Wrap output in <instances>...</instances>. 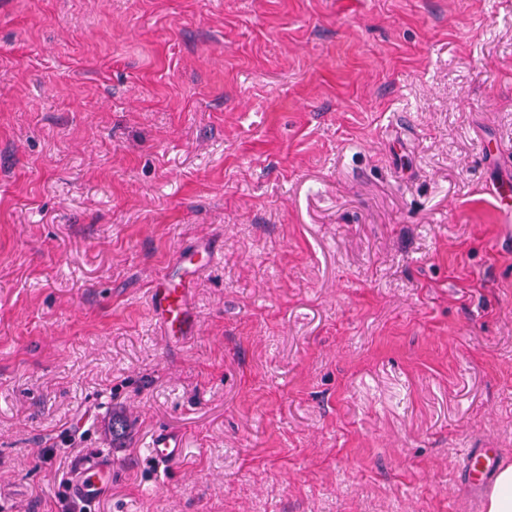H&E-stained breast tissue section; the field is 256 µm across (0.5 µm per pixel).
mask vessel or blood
I'll list each match as a JSON object with an SVG mask.
<instances>
[{"label": "vessel or blood", "mask_w": 512, "mask_h": 512, "mask_svg": "<svg viewBox=\"0 0 512 512\" xmlns=\"http://www.w3.org/2000/svg\"><path fill=\"white\" fill-rule=\"evenodd\" d=\"M220 252L210 243H201L196 254L178 255L172 267L162 275L149 294V310L161 334L169 338L193 335L197 310L192 297L196 282L219 259ZM185 454L180 434L166 428L153 431L147 443V457L155 465L170 468ZM498 452L493 448H477L462 460L461 471L465 483L474 490H482L494 478ZM112 488V460L94 453L85 456L76 466L71 491L83 503L91 505Z\"/></svg>", "instance_id": "vessel-or-blood-1"}]
</instances>
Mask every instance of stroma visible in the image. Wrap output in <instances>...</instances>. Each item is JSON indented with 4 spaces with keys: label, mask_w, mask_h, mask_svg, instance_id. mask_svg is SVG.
Masks as SVG:
<instances>
[{
    "label": "stroma",
    "mask_w": 512,
    "mask_h": 512,
    "mask_svg": "<svg viewBox=\"0 0 512 512\" xmlns=\"http://www.w3.org/2000/svg\"><path fill=\"white\" fill-rule=\"evenodd\" d=\"M501 183L512 0H0V512L94 451V512H485ZM200 240L173 346L145 299ZM185 454L182 436L170 429L158 428L153 431L147 443V457L158 467L167 470ZM497 461V448H475L470 451L461 465V475L465 483L480 492L493 480Z\"/></svg>",
    "instance_id": "stroma-1"
}]
</instances>
